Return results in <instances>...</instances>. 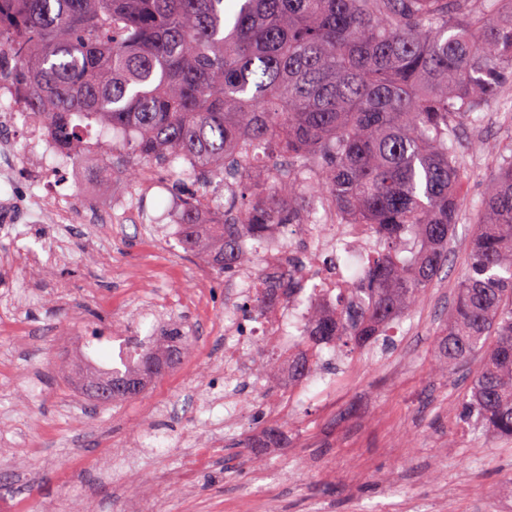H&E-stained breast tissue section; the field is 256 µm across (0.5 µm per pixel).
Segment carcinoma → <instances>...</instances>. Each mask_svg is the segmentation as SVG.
I'll list each match as a JSON object with an SVG mask.
<instances>
[{
  "instance_id": "carcinoma-1",
  "label": "carcinoma",
  "mask_w": 512,
  "mask_h": 512,
  "mask_svg": "<svg viewBox=\"0 0 512 512\" xmlns=\"http://www.w3.org/2000/svg\"><path fill=\"white\" fill-rule=\"evenodd\" d=\"M0 82L72 150L123 130L122 178L148 171L224 188L220 218L180 198L179 244L219 274L251 242L329 204L377 242L358 285L316 303L292 348L299 377L388 346L448 264L467 177L457 127L512 83V0H0ZM468 264L432 367L482 358L462 404L476 435L512 440V156L473 216ZM191 346L171 325L114 382Z\"/></svg>"
}]
</instances>
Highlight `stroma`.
I'll return each mask as SVG.
<instances>
[{"mask_svg": "<svg viewBox=\"0 0 512 512\" xmlns=\"http://www.w3.org/2000/svg\"><path fill=\"white\" fill-rule=\"evenodd\" d=\"M458 143L484 152L469 167L466 209L481 201L495 152H512V92ZM144 192L97 179L76 202L100 209L137 200L124 224H73L62 263L31 272L25 255L52 245L51 224L0 237L12 276L0 283V503L9 512H512V441L472 434L461 404L464 374L431 370L442 318L466 268L472 226L461 221L445 274L393 332L389 348L339 357L302 388L278 447H261L275 381L251 387L250 358L224 408V276L177 246L160 218L167 178ZM169 303L194 338L185 361L141 396L101 405L73 382L72 312L90 335L134 330L142 304ZM191 467L188 484L152 475Z\"/></svg>", "mask_w": 512, "mask_h": 512, "instance_id": "stroma-1", "label": "stroma"}]
</instances>
